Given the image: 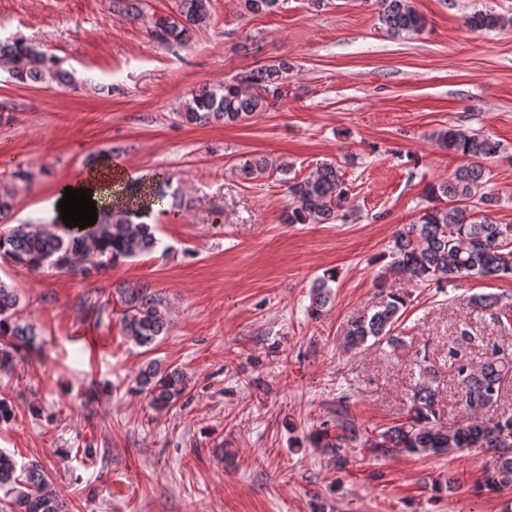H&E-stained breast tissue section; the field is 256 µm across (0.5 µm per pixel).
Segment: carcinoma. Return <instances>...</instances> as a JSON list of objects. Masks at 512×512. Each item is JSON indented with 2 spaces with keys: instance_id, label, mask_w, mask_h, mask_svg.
<instances>
[{
  "instance_id": "carcinoma-1",
  "label": "carcinoma",
  "mask_w": 512,
  "mask_h": 512,
  "mask_svg": "<svg viewBox=\"0 0 512 512\" xmlns=\"http://www.w3.org/2000/svg\"><path fill=\"white\" fill-rule=\"evenodd\" d=\"M279 0H242L252 14L265 13ZM378 21L389 35H414L426 27V19L411 0H376ZM114 7L130 21L146 24L161 45L182 44L191 32L211 19L212 0H177L176 13L148 15L145 0H113ZM470 31L512 28V16L492 9L476 10L465 17ZM0 62L21 84L55 82L68 84V74L57 68L56 59L23 40L0 41ZM293 64L280 58L255 66L224 81L218 88L204 86L191 92L176 113L189 126L224 125L252 120L288 98V80ZM438 147L466 160L452 178L429 186L433 205L423 208L418 218L394 236L389 274L405 273L415 283H433L439 288L476 277L512 276V225L495 222L488 212L499 199L484 191L483 162L496 157L500 144L487 136L463 129L446 128L434 134ZM246 181L288 174L289 165L267 157H253L238 165ZM291 205L282 214L284 224H333L348 198L340 168L325 164L315 173L285 180ZM122 205L105 208L99 221L83 229L63 224H16L0 227V258L32 271L51 268L89 277L92 274L153 252L159 241L151 220L165 213L177 215L190 206L180 190L172 188L171 177L156 172L147 178L123 183L114 191ZM335 276L318 278L310 291L311 315H321L331 303ZM123 307L122 333L139 347L148 349L170 328L166 299L140 283H124L115 289ZM413 302L412 292L380 284L379 300L365 312L350 318L344 329V348L353 351L367 343L398 344L394 324ZM16 289L0 280V371L10 374L23 350L35 347L40 333L36 325L19 315ZM472 308L485 311L493 326L512 330V303L498 295L473 294ZM501 347L470 327L456 330L448 340V369L453 386L468 413L455 424L444 421L439 400L435 366L426 353H416L418 377L410 394L406 417L383 431L361 438L345 420L349 398L340 400L336 414L342 433L328 429L317 434L320 448L341 452L359 439L383 452L407 455H445L470 448H487L493 464L483 471L477 488L500 491L512 488V410L501 409L512 393V359L499 356ZM189 378L181 368L156 360L146 362L134 378L133 392L144 396L155 411L175 406L185 395ZM498 409L493 419H482L479 409ZM12 493L9 512H64L62 502L50 489L40 463L20 467L14 457L0 451V488Z\"/></svg>"
}]
</instances>
